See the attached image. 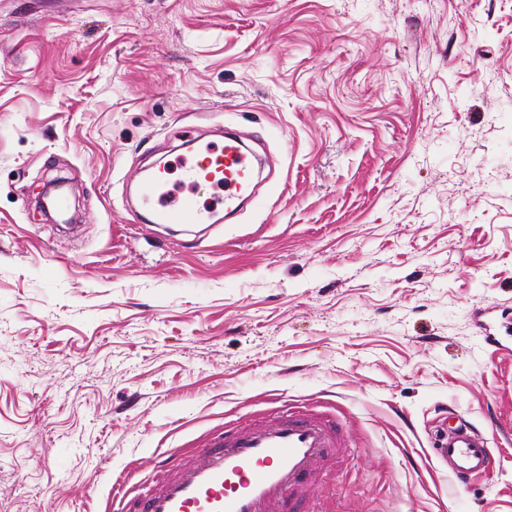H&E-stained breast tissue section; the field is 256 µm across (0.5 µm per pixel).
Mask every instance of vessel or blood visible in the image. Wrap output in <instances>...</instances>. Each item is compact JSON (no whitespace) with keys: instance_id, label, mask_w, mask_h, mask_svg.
I'll return each instance as SVG.
<instances>
[{"instance_id":"1","label":"vessel or blood","mask_w":512,"mask_h":512,"mask_svg":"<svg viewBox=\"0 0 512 512\" xmlns=\"http://www.w3.org/2000/svg\"><path fill=\"white\" fill-rule=\"evenodd\" d=\"M252 166L240 139L229 133L223 148L206 146L184 166V193L159 190L154 179L139 180V191L153 205L155 223L205 224L216 210L228 216L237 211L250 189ZM205 188L223 190L222 204L201 203L198 192ZM348 446L334 415L285 403L252 425L158 454L143 484L113 483L112 512H300L314 495L317 470ZM433 454L461 483L496 467L486 439L462 424H449Z\"/></svg>"}]
</instances>
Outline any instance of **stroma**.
Returning <instances> with one entry per match:
<instances>
[{"instance_id":"obj_1","label":"stroma","mask_w":512,"mask_h":512,"mask_svg":"<svg viewBox=\"0 0 512 512\" xmlns=\"http://www.w3.org/2000/svg\"><path fill=\"white\" fill-rule=\"evenodd\" d=\"M228 128L257 205L145 223L130 176ZM291 399L353 443L318 512H512V0H0V512H106ZM443 432L436 448H432L433 454L438 460L448 462L451 474L459 483L496 468L492 449L484 437L463 424L451 423L449 419L448 429Z\"/></svg>"}]
</instances>
